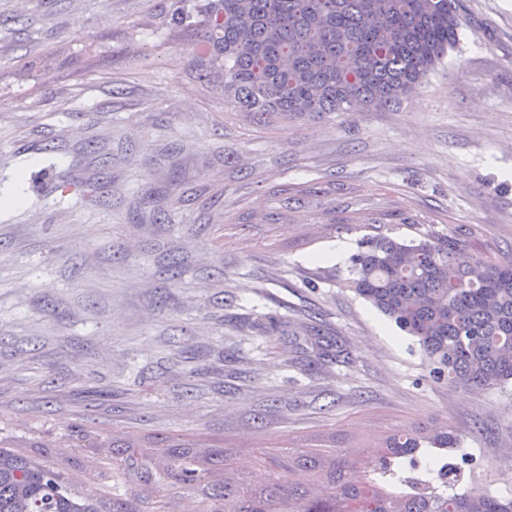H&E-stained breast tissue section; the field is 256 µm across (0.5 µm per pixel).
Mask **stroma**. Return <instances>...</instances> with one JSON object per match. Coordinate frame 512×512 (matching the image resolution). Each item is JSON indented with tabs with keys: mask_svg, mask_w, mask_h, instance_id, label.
Listing matches in <instances>:
<instances>
[{
	"mask_svg": "<svg viewBox=\"0 0 512 512\" xmlns=\"http://www.w3.org/2000/svg\"><path fill=\"white\" fill-rule=\"evenodd\" d=\"M160 2L0 0V431L184 434L257 483L259 448L349 458L444 426L476 491L512 499V386L433 382L344 284L374 235L512 253V0H462L458 44L398 104L273 123L200 79ZM315 328L339 357L295 351ZM51 454L111 492L109 449Z\"/></svg>",
	"mask_w": 512,
	"mask_h": 512,
	"instance_id": "35a3bbf8",
	"label": "stroma"
}]
</instances>
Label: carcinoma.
<instances>
[{
    "label": "carcinoma",
    "instance_id": "1",
    "mask_svg": "<svg viewBox=\"0 0 512 512\" xmlns=\"http://www.w3.org/2000/svg\"><path fill=\"white\" fill-rule=\"evenodd\" d=\"M465 23L460 0H201L169 24L207 46L199 77L220 76L224 95L246 112L288 120L383 108L423 83ZM346 284L415 338L437 383L473 389L512 382V257H463L457 243L429 237L366 238ZM454 448L446 429L391 435L367 481L355 463L312 449L262 448L264 484L224 476V449L200 452L165 436L145 449L112 437L110 512H159L162 493L204 488L196 512H512V500L456 491V470L418 471L422 445ZM315 476L324 488L292 483ZM102 499L75 489L63 471L0 436V512H103Z\"/></svg>",
    "mask_w": 512,
    "mask_h": 512
}]
</instances>
